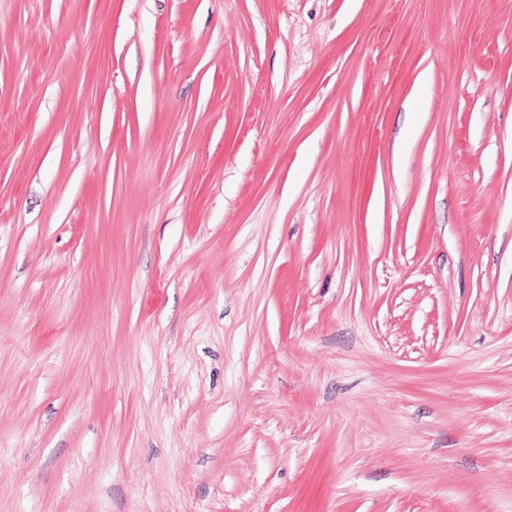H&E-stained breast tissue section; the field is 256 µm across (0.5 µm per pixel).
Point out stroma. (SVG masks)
<instances>
[{
    "label": "stroma",
    "mask_w": 512,
    "mask_h": 512,
    "mask_svg": "<svg viewBox=\"0 0 512 512\" xmlns=\"http://www.w3.org/2000/svg\"><path fill=\"white\" fill-rule=\"evenodd\" d=\"M0 512H512V0H0Z\"/></svg>",
    "instance_id": "obj_1"
}]
</instances>
